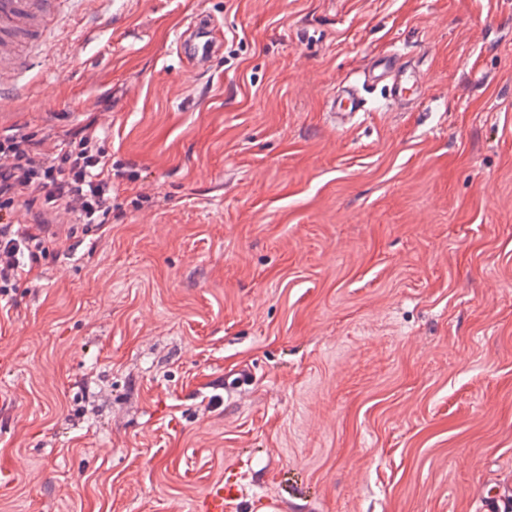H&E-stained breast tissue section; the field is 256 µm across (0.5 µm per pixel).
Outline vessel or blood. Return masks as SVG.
Wrapping results in <instances>:
<instances>
[{"instance_id":"obj_1","label":"vessel or blood","mask_w":512,"mask_h":512,"mask_svg":"<svg viewBox=\"0 0 512 512\" xmlns=\"http://www.w3.org/2000/svg\"><path fill=\"white\" fill-rule=\"evenodd\" d=\"M111 4L112 0H0V91L26 93L34 62L54 54L60 32L70 26L72 18L92 10L98 18H111ZM177 47L193 61L204 62L216 49L209 24L187 29ZM363 80L388 83L392 100L400 105L411 101L424 84L420 72L406 68L393 54L373 57ZM361 109V98L352 84L327 101V115L332 119Z\"/></svg>"}]
</instances>
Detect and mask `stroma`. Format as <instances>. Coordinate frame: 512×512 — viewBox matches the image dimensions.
Wrapping results in <instances>:
<instances>
[{
	"label": "stroma",
	"instance_id": "1",
	"mask_svg": "<svg viewBox=\"0 0 512 512\" xmlns=\"http://www.w3.org/2000/svg\"><path fill=\"white\" fill-rule=\"evenodd\" d=\"M123 9L0 94V133L95 114L121 172L111 228L0 299V512H205L231 478L225 512H479L512 483V0ZM377 53L421 93L336 129ZM211 23H199L188 28L177 44L180 53L189 56L193 61L203 64L208 56L216 50V43L211 36ZM342 94L333 95L327 101V116L335 124L336 116H352L362 110L361 98L357 87L347 84Z\"/></svg>",
	"mask_w": 512,
	"mask_h": 512
}]
</instances>
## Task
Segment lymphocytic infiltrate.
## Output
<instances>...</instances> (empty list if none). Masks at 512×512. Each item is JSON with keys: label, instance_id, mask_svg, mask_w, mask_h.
<instances>
[{"label": "lymphocytic infiltrate", "instance_id": "lymphocytic-infiltrate-1", "mask_svg": "<svg viewBox=\"0 0 512 512\" xmlns=\"http://www.w3.org/2000/svg\"><path fill=\"white\" fill-rule=\"evenodd\" d=\"M112 159L95 120L50 142L48 135L16 125L0 134V296L29 275L50 249L62 245L48 216H73L79 226L104 228L112 221ZM41 221L20 226V213Z\"/></svg>", "mask_w": 512, "mask_h": 512}]
</instances>
